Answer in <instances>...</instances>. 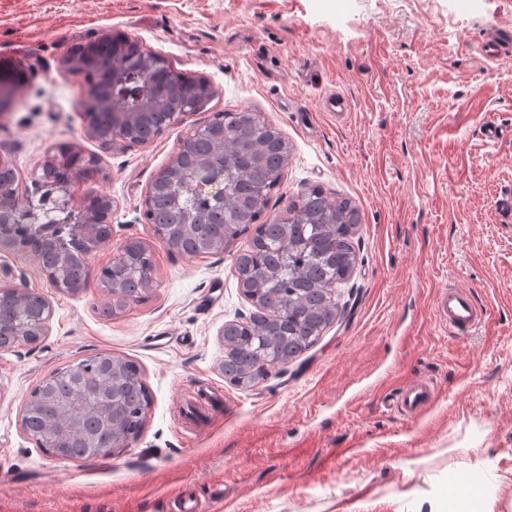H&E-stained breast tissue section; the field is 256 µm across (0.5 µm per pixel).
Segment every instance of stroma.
I'll list each match as a JSON object with an SVG mask.
<instances>
[{
	"label": "stroma",
	"mask_w": 512,
	"mask_h": 512,
	"mask_svg": "<svg viewBox=\"0 0 512 512\" xmlns=\"http://www.w3.org/2000/svg\"><path fill=\"white\" fill-rule=\"evenodd\" d=\"M512 0H0V74L21 75L0 116V158L20 192L67 147L96 160L71 186L113 201L112 239L155 262L145 299L106 313L96 282L52 291L39 260L0 250V285L49 294L47 336L0 350V512H423L459 481L456 444L474 432L512 472ZM121 32L173 69L209 80L210 109L143 146L101 148L84 128L83 77L68 49ZM343 97L346 110L332 109ZM253 109L290 154L268 210L318 186L351 198L357 263L337 288L346 308L308 350L251 387L220 365L225 322L251 314L234 250L189 258L141 222L154 176L187 128ZM505 135L485 139L487 124ZM469 289L483 326L449 332L435 303ZM101 353L135 361L152 402L142 433L111 455L64 461L21 425L53 372ZM423 379L419 417L397 395Z\"/></svg>",
	"instance_id": "1"
}]
</instances>
